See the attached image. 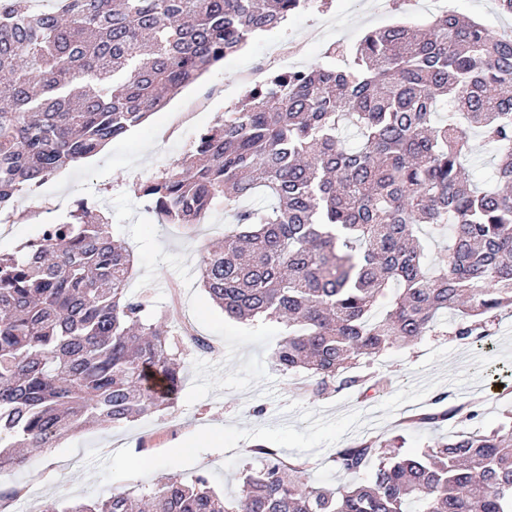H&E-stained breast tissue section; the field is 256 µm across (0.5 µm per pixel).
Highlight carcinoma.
<instances>
[{
  "label": "carcinoma",
  "mask_w": 512,
  "mask_h": 512,
  "mask_svg": "<svg viewBox=\"0 0 512 512\" xmlns=\"http://www.w3.org/2000/svg\"><path fill=\"white\" fill-rule=\"evenodd\" d=\"M0 0V209L96 154L310 0ZM329 63L269 76L201 132L172 170L139 185L167 224L203 223L224 199L233 229L198 270L224 316L288 334L272 364L306 391L365 394L363 358L413 342L438 317L512 309V37L452 10L420 32L397 23ZM493 151L497 187L469 172L471 139ZM262 190L270 209L240 202ZM451 232L430 265L419 227ZM134 258L110 224L76 204L15 255L0 256V507L20 495L18 448H50L89 425L162 410L159 376L180 390L185 362L167 326L132 295ZM391 307L374 313L377 297ZM476 416L441 407L403 421ZM379 438L334 450L339 485H310L309 462L258 444L254 473L225 496L170 473L149 491L47 499L39 512H512V427L455 433L423 451ZM363 483L354 478L363 473Z\"/></svg>",
  "instance_id": "1"
}]
</instances>
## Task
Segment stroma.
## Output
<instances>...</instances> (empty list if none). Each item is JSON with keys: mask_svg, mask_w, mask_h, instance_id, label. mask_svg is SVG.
I'll return each mask as SVG.
<instances>
[{"mask_svg": "<svg viewBox=\"0 0 512 512\" xmlns=\"http://www.w3.org/2000/svg\"><path fill=\"white\" fill-rule=\"evenodd\" d=\"M434 10L416 0H327L289 15L252 37L196 83L97 154L50 176L35 193H21L0 213V254L36 239L42 224L65 219L77 202L108 217L111 231L132 251L134 294L148 295L167 326L191 327L219 343L221 351H188L187 373L168 408L109 429L80 430L35 452L14 474L40 499L98 498L113 489L153 487L171 472L203 475L224 494L237 493L254 445L277 448L310 462L307 478L334 483L335 448L364 436L403 435L405 450L462 431H486L512 421V313L490 326V346L478 349L455 336L457 315L445 316L416 344L372 358L370 372L387 386L377 396L328 389L314 397L302 389L303 374L283 375L271 356L286 334L276 322L242 324L212 304L198 275L201 249L223 240L231 216L216 200L204 223L187 228L161 223L136 184L175 166L197 135L221 121L255 82L288 69L326 64L335 43H358L369 31L408 18L426 28ZM471 403L477 418L462 423L402 430L404 418L430 410L434 400Z\"/></svg>", "mask_w": 512, "mask_h": 512, "instance_id": "obj_1", "label": "stroma"}]
</instances>
